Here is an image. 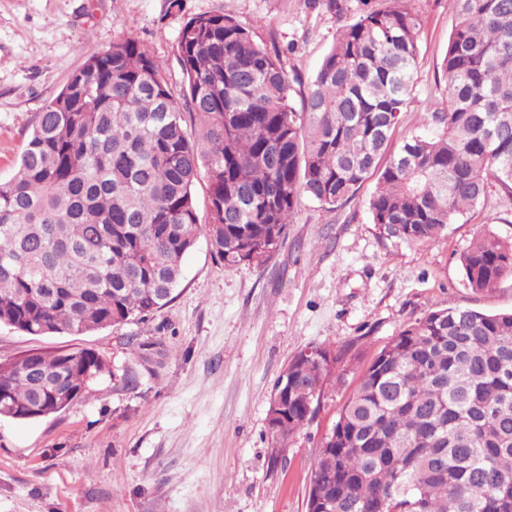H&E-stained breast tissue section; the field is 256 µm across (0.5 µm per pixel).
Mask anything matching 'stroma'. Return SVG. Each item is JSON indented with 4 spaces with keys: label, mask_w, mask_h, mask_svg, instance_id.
Here are the masks:
<instances>
[{
    "label": "stroma",
    "mask_w": 512,
    "mask_h": 512,
    "mask_svg": "<svg viewBox=\"0 0 512 512\" xmlns=\"http://www.w3.org/2000/svg\"><path fill=\"white\" fill-rule=\"evenodd\" d=\"M0 0V179L18 163L36 117L88 56L126 33L184 76L178 37L191 17L221 13L278 54L301 105L342 27L385 0ZM421 20L412 94L393 144L421 129L442 98L441 63L454 17L448 0H409ZM372 183L329 212L300 196L279 250L262 266L225 267L207 239L184 258L173 299L149 320L85 335L32 336L0 325V355L80 348L115 375L82 402L31 420L0 418V512H306L323 438L380 349L441 306L512 310V278L490 294L464 284L459 255L477 235L512 239V199L484 201L431 243L387 238L373 224ZM155 343L147 362L128 337ZM342 353L315 420L275 454L274 384L305 349ZM135 374L136 388L124 384Z\"/></svg>",
    "instance_id": "35a3bbf8"
}]
</instances>
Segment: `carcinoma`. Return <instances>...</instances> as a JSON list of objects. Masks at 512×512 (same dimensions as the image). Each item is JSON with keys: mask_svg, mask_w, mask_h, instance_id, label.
<instances>
[{"mask_svg": "<svg viewBox=\"0 0 512 512\" xmlns=\"http://www.w3.org/2000/svg\"><path fill=\"white\" fill-rule=\"evenodd\" d=\"M344 27L297 111L288 75L251 31L222 14L178 37L187 86L129 32L87 58L38 113L19 164L0 180V325L88 334L167 305L198 238L229 267L263 265L304 193L332 211L375 178L372 223L390 238L438 240L485 198L512 197V0H448L444 97L428 133L392 146L414 80L421 24L387 0ZM198 140L185 131L186 117ZM209 189L202 224L192 189ZM465 286L512 276V240H471ZM300 352L280 448L311 422L330 371ZM111 365L84 349L0 358V418L56 412ZM313 464L333 512H512V312L449 306L406 325L363 372Z\"/></svg>", "mask_w": 512, "mask_h": 512, "instance_id": "carcinoma-1", "label": "carcinoma"}]
</instances>
